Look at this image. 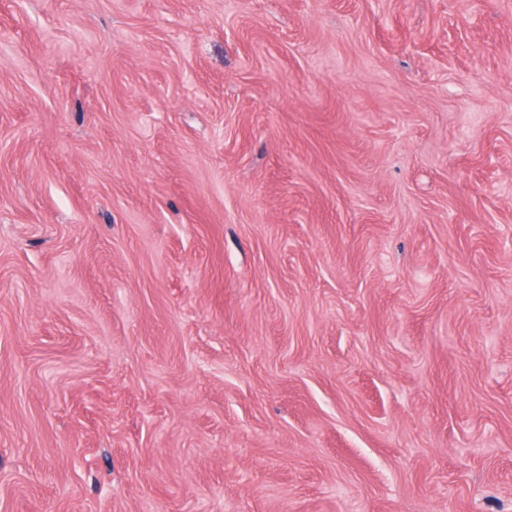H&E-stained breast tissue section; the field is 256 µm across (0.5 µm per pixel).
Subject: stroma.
<instances>
[{"mask_svg":"<svg viewBox=\"0 0 512 512\" xmlns=\"http://www.w3.org/2000/svg\"><path fill=\"white\" fill-rule=\"evenodd\" d=\"M0 512H512V0H0Z\"/></svg>","mask_w":512,"mask_h":512,"instance_id":"stroma-1","label":"stroma"}]
</instances>
